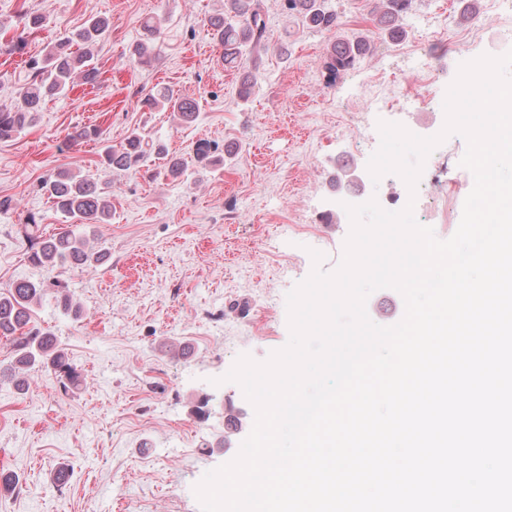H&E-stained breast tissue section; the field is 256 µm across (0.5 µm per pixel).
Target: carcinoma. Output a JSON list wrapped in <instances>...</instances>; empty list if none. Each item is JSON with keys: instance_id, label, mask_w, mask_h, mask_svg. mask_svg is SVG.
Masks as SVG:
<instances>
[{"instance_id": "obj_1", "label": "carcinoma", "mask_w": 512, "mask_h": 512, "mask_svg": "<svg viewBox=\"0 0 512 512\" xmlns=\"http://www.w3.org/2000/svg\"><path fill=\"white\" fill-rule=\"evenodd\" d=\"M410 0H382L374 15L375 23L391 35L403 32ZM285 8L295 14L309 28L331 32L336 29L337 15L327 0H284ZM264 0H224V9L208 17L207 28L211 39L224 50V62L232 64L245 55L258 56L266 47V20ZM112 23L105 17H90L67 38L46 47L42 56L26 62L25 83L20 88L17 102L0 107V140H8L22 130L35 125L46 99L64 95L79 80L95 85L99 71L93 63L94 48L103 40ZM146 36L131 50L135 60L149 66L156 60L154 41L160 27L151 19L144 23ZM371 51V45L361 36H336L329 45L324 68L327 83L333 84L351 66ZM146 103L154 110L169 112L181 126L188 127L198 117V106L189 99L174 95L161 86L148 95ZM68 140L79 143L98 140L102 143L99 164L111 172L138 171L159 167L172 179L181 178L193 163L206 167L210 163L211 147L196 146L193 157L172 155L158 139L139 129L130 132L125 142L114 147L103 138L97 127L76 128ZM52 210L75 224L52 236H46L42 219L27 215L19 221L18 235L30 250L31 260L44 268L58 266L85 267L100 263L105 255L89 245L84 229L97 224H108L112 219V183L83 175L72 170L56 172L42 186ZM55 290L39 281L21 280L0 291V338L14 343L11 367L0 372L13 386L23 391L29 382V372L49 371L65 377L67 384H75L77 374L69 364L65 350L49 329L31 328L32 308L39 305L48 293L55 294L65 313L77 319L81 307L59 282Z\"/></svg>"}]
</instances>
